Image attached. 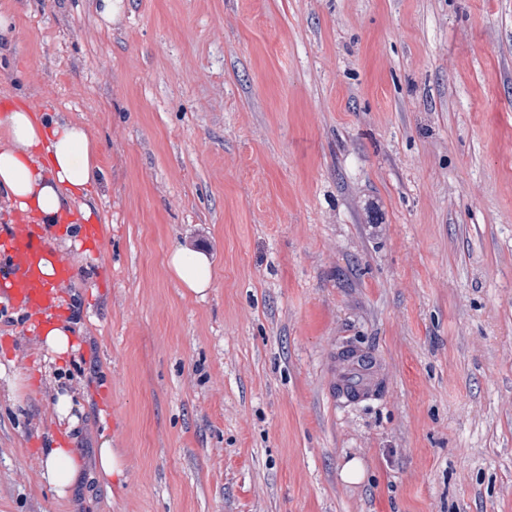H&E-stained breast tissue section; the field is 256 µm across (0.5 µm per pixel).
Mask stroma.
<instances>
[{"label":"stroma","mask_w":512,"mask_h":512,"mask_svg":"<svg viewBox=\"0 0 512 512\" xmlns=\"http://www.w3.org/2000/svg\"><path fill=\"white\" fill-rule=\"evenodd\" d=\"M0 93L100 143L57 318L90 453L37 488L38 317L0 299V512H512V0H0ZM209 249L199 298L165 261ZM379 389L336 395L337 353ZM361 461L358 483L346 461ZM36 481L39 487H47L60 502H69L85 475L108 484L112 478L121 479L125 473L123 456L112 448V438L102 432L99 447L91 456L77 457L74 448H63L49 434L46 445L37 448Z\"/></svg>","instance_id":"35a3bbf8"}]
</instances>
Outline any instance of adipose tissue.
<instances>
[{"label":"adipose tissue","mask_w":512,"mask_h":512,"mask_svg":"<svg viewBox=\"0 0 512 512\" xmlns=\"http://www.w3.org/2000/svg\"><path fill=\"white\" fill-rule=\"evenodd\" d=\"M99 144L90 130L57 112H42L19 93L0 105V200L28 224H84L94 220V196L103 170L96 161ZM167 267L182 287L205 296L213 265L202 250L175 245ZM77 323L49 320L40 326L38 347L52 360L73 357L79 346ZM36 481L59 501L73 497L83 478L110 483L125 473L123 456L108 435H100L92 455L78 456L48 438L35 453Z\"/></svg>","instance_id":"ef3b65f1"}]
</instances>
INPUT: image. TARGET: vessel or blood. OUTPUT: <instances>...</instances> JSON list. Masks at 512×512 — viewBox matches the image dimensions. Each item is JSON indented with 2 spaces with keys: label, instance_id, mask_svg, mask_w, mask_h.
Listing matches in <instances>:
<instances>
[{
  "label": "vessel or blood",
  "instance_id": "obj_1",
  "mask_svg": "<svg viewBox=\"0 0 512 512\" xmlns=\"http://www.w3.org/2000/svg\"><path fill=\"white\" fill-rule=\"evenodd\" d=\"M15 273L7 289L14 303L35 315H47L57 308L58 291L68 286L74 276L72 268L59 266L53 279L43 278L37 263L48 249L46 241L35 229L11 238L7 244ZM338 394L349 402L368 399L377 387L374 372L363 369L356 358L338 360L336 367Z\"/></svg>",
  "mask_w": 512,
  "mask_h": 512
}]
</instances>
